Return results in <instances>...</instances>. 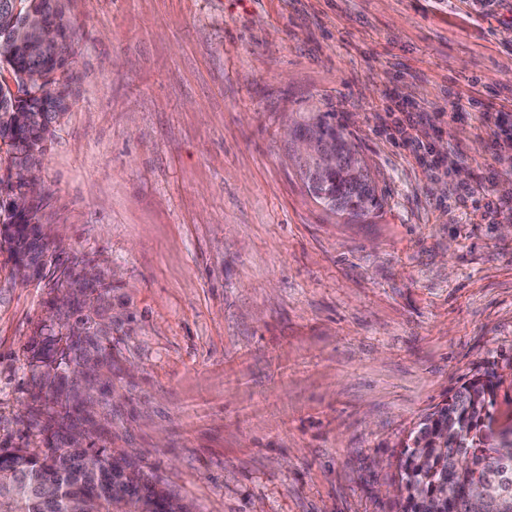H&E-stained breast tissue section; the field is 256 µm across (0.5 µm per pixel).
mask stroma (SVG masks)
<instances>
[{
    "instance_id": "35a3bbf8",
    "label": "stroma",
    "mask_w": 512,
    "mask_h": 512,
    "mask_svg": "<svg viewBox=\"0 0 512 512\" xmlns=\"http://www.w3.org/2000/svg\"><path fill=\"white\" fill-rule=\"evenodd\" d=\"M75 101L41 177L65 252L106 258V443L192 512H398L394 443L496 366L512 414V0H71ZM459 97L470 104L452 113ZM329 115L385 199L323 209L286 130ZM411 117L430 154L392 139ZM48 289L0 253V448L37 450Z\"/></svg>"
}]
</instances>
